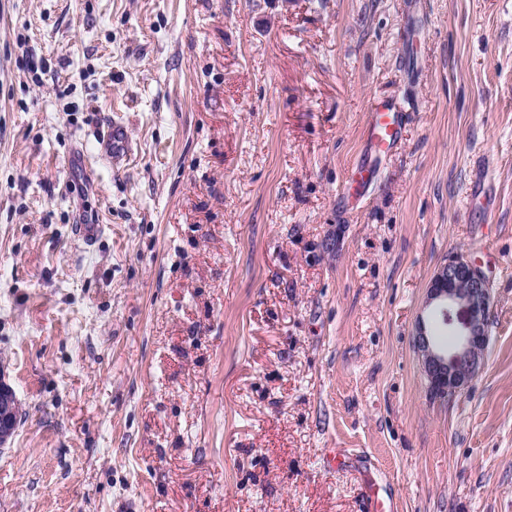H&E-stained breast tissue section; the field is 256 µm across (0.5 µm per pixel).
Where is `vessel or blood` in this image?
I'll return each mask as SVG.
<instances>
[{
	"mask_svg": "<svg viewBox=\"0 0 512 512\" xmlns=\"http://www.w3.org/2000/svg\"><path fill=\"white\" fill-rule=\"evenodd\" d=\"M401 121L402 112L393 100L384 97L371 99L365 139L369 160L355 168L350 176L351 183L358 189H365L372 181L377 163L396 145ZM128 143L126 128L113 125L101 142L100 154L106 159L120 160L128 149Z\"/></svg>",
	"mask_w": 512,
	"mask_h": 512,
	"instance_id": "1",
	"label": "vessel or blood"
}]
</instances>
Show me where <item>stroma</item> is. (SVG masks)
Masks as SVG:
<instances>
[{"mask_svg":"<svg viewBox=\"0 0 512 512\" xmlns=\"http://www.w3.org/2000/svg\"><path fill=\"white\" fill-rule=\"evenodd\" d=\"M459 253L487 345L440 402ZM0 363V512H512V0H0ZM367 112L365 145L369 161L352 170L348 181L360 192L372 181L382 156L396 145L403 113L393 100L384 97H373ZM129 137L127 130L120 124H114L100 145V155L114 162L120 160L128 149ZM428 302L435 303L443 329L454 325L455 306L464 317L454 336L455 348L448 352L436 342L424 324H418L416 343L422 355L423 368L433 399L448 400L461 392L478 368L485 347L489 311L488 280L480 266L462 254L442 264L429 288ZM21 403L13 388L5 381L0 366V447L13 437L20 418Z\"/></svg>","mask_w":512,"mask_h":512,"instance_id":"stroma-1","label":"stroma"}]
</instances>
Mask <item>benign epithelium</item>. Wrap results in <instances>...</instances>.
I'll use <instances>...</instances> for the list:
<instances>
[{
	"mask_svg": "<svg viewBox=\"0 0 512 512\" xmlns=\"http://www.w3.org/2000/svg\"><path fill=\"white\" fill-rule=\"evenodd\" d=\"M428 302L435 304L443 328L460 324L456 346L450 352L437 344L436 336L424 324H418L416 332L430 395L446 400L467 386L480 364L489 311L487 277L478 264L457 254L438 267L429 288ZM20 411L21 403L0 368L1 448L13 437Z\"/></svg>",
	"mask_w": 512,
	"mask_h": 512,
	"instance_id": "7a95c632",
	"label": "benign epithelium"
}]
</instances>
